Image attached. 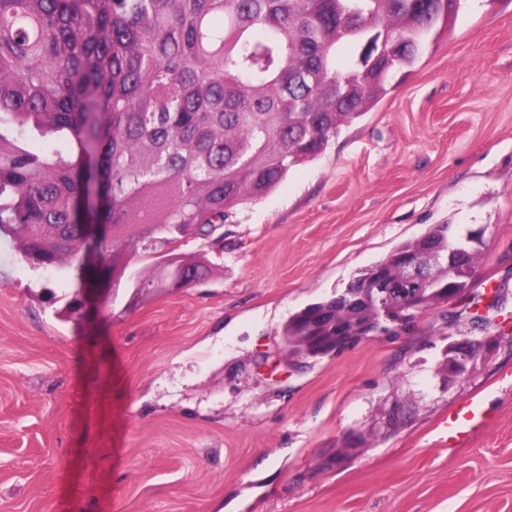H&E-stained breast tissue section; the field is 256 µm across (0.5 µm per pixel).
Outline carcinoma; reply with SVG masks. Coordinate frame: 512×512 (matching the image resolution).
<instances>
[{
  "label": "carcinoma",
  "mask_w": 512,
  "mask_h": 512,
  "mask_svg": "<svg viewBox=\"0 0 512 512\" xmlns=\"http://www.w3.org/2000/svg\"><path fill=\"white\" fill-rule=\"evenodd\" d=\"M423 0H0V235L38 267L84 269L90 225L120 272L151 261L140 286L162 287L165 252L190 236L217 256L237 208L319 156L341 126L411 67L433 30ZM448 225L396 245L420 253L422 280L448 284L432 253L479 250ZM211 262L177 256L186 285ZM368 300L332 297L289 316L282 336L302 355L369 319ZM448 304L431 294L406 327Z\"/></svg>",
  "instance_id": "cac0c4a2"
}]
</instances>
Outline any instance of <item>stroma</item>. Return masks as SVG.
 Listing matches in <instances>:
<instances>
[{
    "label": "stroma",
    "mask_w": 512,
    "mask_h": 512,
    "mask_svg": "<svg viewBox=\"0 0 512 512\" xmlns=\"http://www.w3.org/2000/svg\"><path fill=\"white\" fill-rule=\"evenodd\" d=\"M437 224L469 293L299 357L288 316ZM65 314L68 270L0 236V512H512V0H461L314 161L241 205L204 283ZM482 348L450 373L449 343ZM454 447L440 423L471 396ZM480 413L481 401L479 398H471L458 409L449 413L443 441L445 443L448 441V446H451L466 437L477 424Z\"/></svg>",
    "instance_id": "stroma-1"
}]
</instances>
